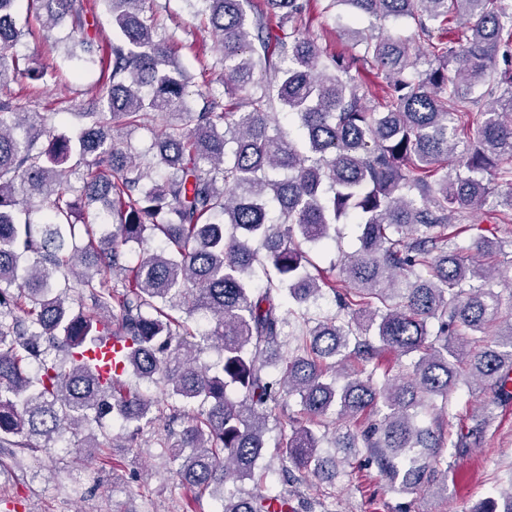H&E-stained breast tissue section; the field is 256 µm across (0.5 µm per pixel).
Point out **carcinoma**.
Listing matches in <instances>:
<instances>
[{
  "mask_svg": "<svg viewBox=\"0 0 512 512\" xmlns=\"http://www.w3.org/2000/svg\"><path fill=\"white\" fill-rule=\"evenodd\" d=\"M16 2L0 0V78L37 81L44 72L15 55L29 33ZM29 2L48 29L71 18L74 46L95 61L83 0ZM102 2L109 84L80 128L56 134L55 113L0 98V470H23L22 451L49 453L79 428L76 449L117 437L131 447L143 426L184 415L158 445L218 512H313L264 487L267 422L295 396L299 414L278 416L284 483L299 473L333 485L364 453L392 492L448 491L442 449L471 447L494 411L466 431L424 415L464 385L512 398V315L498 289L512 242L464 247L452 232L487 205L512 224V64H497L512 56V3L327 0V11L410 20L426 45L349 24L358 53L345 56L309 34L307 0H196L237 105L194 112V77L157 37L155 0ZM364 64L384 82L375 106ZM282 112L297 135L279 130ZM156 116L143 155L123 131ZM347 221L359 248L341 255L338 288L310 252ZM99 224L112 234L97 236ZM152 239L163 247L128 259ZM256 264L275 273L259 291ZM327 292L336 312L309 325L307 307ZM108 339L120 350L105 376L92 353ZM210 347L222 353L214 373L199 363ZM386 349L409 364L379 382ZM332 409L354 427L325 453L318 427ZM473 512H512V485Z\"/></svg>",
  "mask_w": 512,
  "mask_h": 512,
  "instance_id": "carcinoma-1",
  "label": "carcinoma"
}]
</instances>
